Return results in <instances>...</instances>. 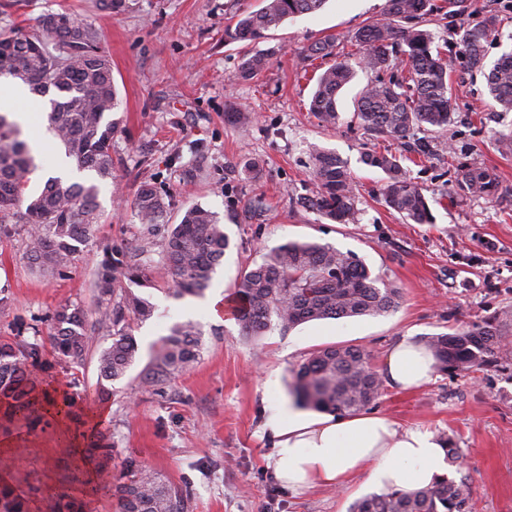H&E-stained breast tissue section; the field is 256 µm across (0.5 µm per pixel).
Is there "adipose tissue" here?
<instances>
[{"label":"adipose tissue","instance_id":"ef3b65f1","mask_svg":"<svg viewBox=\"0 0 512 512\" xmlns=\"http://www.w3.org/2000/svg\"><path fill=\"white\" fill-rule=\"evenodd\" d=\"M0 106L30 131L34 146L44 145L33 99L13 84H0ZM381 372L391 387L414 390L432 380L435 360L425 347L405 338L388 352ZM267 426L276 439L268 466L292 490H342L353 477L364 475L384 491H409L447 473L439 440L418 429L398 430L383 415L312 416L285 408Z\"/></svg>","mask_w":512,"mask_h":512}]
</instances>
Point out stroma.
Returning a JSON list of instances; mask_svg holds the SVG:
<instances>
[{"mask_svg":"<svg viewBox=\"0 0 512 512\" xmlns=\"http://www.w3.org/2000/svg\"><path fill=\"white\" fill-rule=\"evenodd\" d=\"M127 3L109 12L99 0H0V31L20 25L34 32V17L62 8L91 24L112 60L120 100L112 114V159L120 182L99 184L96 243L83 247L74 268L59 277L41 275L28 262L25 224L0 240V295L8 299L0 309V336L20 321L48 334L52 313L65 303L93 310L98 240L131 249L147 243L159 255L163 235L145 239L133 209L144 179L154 178L166 192V223H179L189 206H203L219 217L230 248L202 298L175 299L161 281L136 288L155 311L136 324V361L102 404L100 427L112 436L109 467L100 469L90 452L74 454L54 423L42 431L0 432V478L26 498L28 512H46L48 503L61 498L80 512H118L109 487L132 457L185 490L189 512H348L353 502L376 493V486L359 476L343 491H289L267 466L273 448L265 423L288 402L292 369L316 349L359 345L378 364L402 337L418 342L512 309V155L492 141L495 132L512 130V112L493 107L484 77L456 65L450 74L452 121L438 133L418 132L430 154L408 167L425 191L432 221L408 224L382 204L383 174L361 161L364 153L394 147L363 135L352 121L355 98L372 73L358 72L344 89L341 121L330 129L309 110L325 65L300 52L325 35L357 30L380 14L385 0H327L317 12L286 19L263 42L278 47L276 58L248 81L236 77L244 46L225 44L224 27L233 15L258 9L261 0ZM473 4L477 12L498 17L487 46L491 65L512 52V0ZM231 101L253 112L247 129L225 121L224 106ZM312 143L347 160L360 190L356 223L336 224L301 206L315 191ZM254 157L264 166L250 179L243 164ZM465 165L494 171L493 198L455 190L457 171ZM289 240L356 253L373 273L401 288V307L385 316L274 329L258 341L241 336L234 318L210 301L233 296L239 272ZM187 321L203 333L197 363L143 386L153 346L174 324ZM108 344L107 337H94L80 369L58 363L52 349H44L42 366L31 372L48 394L67 390L85 407V390L97 381L96 352ZM370 411L399 428L450 438L459 454L448 474L471 480L475 512H512V372L493 368L460 377L438 371L417 391L386 388ZM96 482L106 484V492L88 496Z\"/></svg>","mask_w":512,"mask_h":512,"instance_id":"stroma-1","label":"stroma"}]
</instances>
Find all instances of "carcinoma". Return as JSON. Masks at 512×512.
I'll return each mask as SVG.
<instances>
[{
    "instance_id": "cac0c4a2",
    "label": "carcinoma",
    "mask_w": 512,
    "mask_h": 512,
    "mask_svg": "<svg viewBox=\"0 0 512 512\" xmlns=\"http://www.w3.org/2000/svg\"><path fill=\"white\" fill-rule=\"evenodd\" d=\"M325 0H262V6L240 15L224 27V42H256L268 38L289 16L312 13ZM468 10V0H385L382 13L361 28L346 34H329L303 49L310 60H333L319 75L310 109L326 127L340 120L337 104L341 90L356 69L375 74L357 102L353 118L364 134L390 138L400 143L389 150L364 155L362 162L385 175V207L414 224H429L432 214L421 187L402 165L405 154L427 158L421 142H411L416 130L443 131L453 115L452 87L448 75L454 58L441 52L432 31L422 27L429 16L454 18ZM42 34L18 29L0 34V77H11L36 95L49 97L50 125L76 170L87 173L83 182L51 178L42 192L24 203L29 175L36 168L28 144L19 139L21 130L0 115V215H18L27 224V257L48 275L71 269L97 230L100 213L98 185L94 178L113 174L112 121L106 114L118 106L112 78V63L100 47L93 27L75 14L61 26L52 14L36 19ZM498 18L490 13L461 31L459 57L472 72L486 67L485 47L496 32ZM355 47V61L338 58L343 43ZM277 50L268 48L242 57L237 77L250 80L266 70ZM491 101L502 112H512V54L498 60L486 77ZM228 121L239 128L249 126L254 113L236 104L226 108ZM316 193L306 206L323 218L350 224L358 213L359 189L349 166L336 152L317 144L310 146ZM494 174L483 167L458 170V185L474 196H490ZM166 198L154 183H141L133 201L140 223L149 233L167 211ZM230 238L218 216L199 205L188 207L178 224L167 231L164 248L155 260L143 245L124 249L106 243L94 279L97 317L73 305L59 306L50 320L52 348L65 362L79 366L92 336L101 332L111 343L97 353L98 379L94 398L103 401L112 394L110 384L121 380L137 352L133 324L147 319L153 308L130 286L146 287L160 279L173 287V296L201 297L220 264ZM235 315L239 333L250 339L272 327L282 331L301 323L380 316L396 311L402 291L372 274L354 253L331 245L293 242L264 254L261 263L239 275ZM32 335H27V332ZM425 348L437 369L469 375L484 368L512 365V310L491 316L451 333L425 336ZM202 331L192 322L175 324L169 336L154 348L152 376L182 373L198 360ZM44 341L39 329L23 323L11 336H0V429L12 426L30 430L48 423L50 408L79 422L68 393L49 401L38 390L29 367L41 363ZM291 394L297 406L337 416L355 414L373 405L384 391L382 376L372 366L371 354L357 345L328 346L313 352L292 371ZM88 447L98 453L101 464L112 459V441L106 432L90 426L84 432ZM128 478L114 486L119 512H188L186 493L157 480L155 474L130 458ZM0 512H24L23 501L8 490L0 491ZM353 512H475L471 481L444 477L427 486L371 495L359 501Z\"/></svg>"
}]
</instances>
